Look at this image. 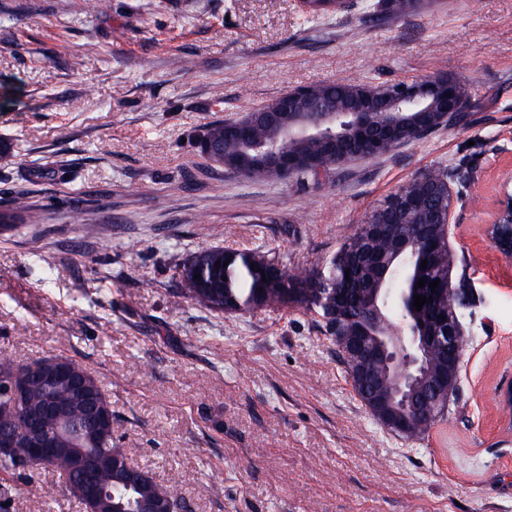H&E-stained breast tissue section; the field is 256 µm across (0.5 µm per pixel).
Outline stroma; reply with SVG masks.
<instances>
[{
    "label": "stroma",
    "instance_id": "stroma-1",
    "mask_svg": "<svg viewBox=\"0 0 512 512\" xmlns=\"http://www.w3.org/2000/svg\"><path fill=\"white\" fill-rule=\"evenodd\" d=\"M375 2L312 15L298 0H0V204L24 191L41 215L0 233V357L85 367L131 462L187 512H512V259L488 233L512 170V0H420L401 15ZM436 74L468 83L462 122L315 184L253 181L198 148L212 121L295 88ZM45 165L67 179H34ZM439 165L473 177L448 231L474 304L460 398L424 438L371 417L317 314L183 297L182 266L205 248L324 266ZM55 480L0 481V505L75 512L43 493Z\"/></svg>",
    "mask_w": 512,
    "mask_h": 512
}]
</instances>
